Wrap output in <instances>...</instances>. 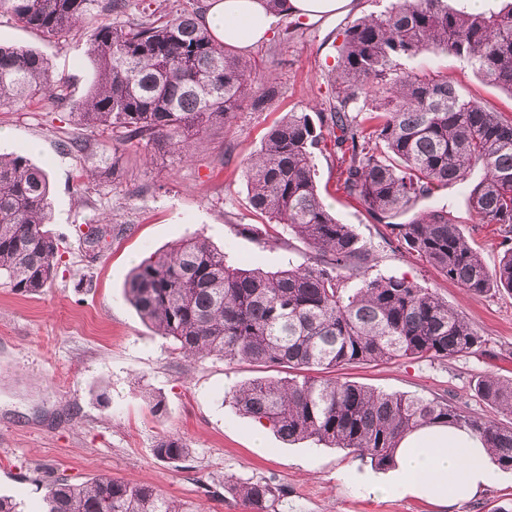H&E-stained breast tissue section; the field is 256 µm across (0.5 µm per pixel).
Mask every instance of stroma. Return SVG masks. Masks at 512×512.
<instances>
[{
  "label": "stroma",
  "mask_w": 512,
  "mask_h": 512,
  "mask_svg": "<svg viewBox=\"0 0 512 512\" xmlns=\"http://www.w3.org/2000/svg\"><path fill=\"white\" fill-rule=\"evenodd\" d=\"M387 4L352 0L349 12L331 19L277 17L267 39L247 52L257 65L252 96L273 85L276 97L259 110L244 104L229 124L204 136L189 161L153 145L115 150L107 134L76 124L73 113L95 75L87 56L92 27L57 39L0 13V45L39 51L65 80L59 99L0 104V153L27 155L48 173L50 229L61 253L53 281L37 293L19 295L0 283V493L13 496L23 512H40L51 472L75 483L108 474L149 484L185 512H246L224 483L247 479L283 488L274 512H440L412 497L355 492L347 474L371 466L347 449L288 444L269 431L264 451H257L253 422L231 396L272 369L184 358L124 296L136 265L192 236L248 268L270 270L311 256L302 239L276 235L249 211L244 164L286 113L328 109L345 28ZM400 65L446 72L463 94L512 115V95L483 82L458 57L433 51ZM77 136L87 142L85 153L66 147ZM102 156L112 171L98 168ZM314 163L324 202L374 252L370 276L403 275L433 289L486 339L473 354L347 365L337 377L385 392L445 397L470 415H490L473 383L486 374L512 377V295L470 294L417 254L391 245L388 229L341 189L335 158L319 153ZM441 201L477 241L486 265H497V225L477 223L461 187L448 188ZM91 224L112 228L108 246L93 256L83 242ZM166 433L188 445L185 461L155 456Z\"/></svg>",
  "instance_id": "35a3bbf8"
}]
</instances>
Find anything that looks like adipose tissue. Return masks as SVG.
<instances>
[{"label": "adipose tissue", "mask_w": 512, "mask_h": 512, "mask_svg": "<svg viewBox=\"0 0 512 512\" xmlns=\"http://www.w3.org/2000/svg\"><path fill=\"white\" fill-rule=\"evenodd\" d=\"M204 21L224 45L245 49L266 38L275 16L263 0H208ZM360 482L370 491L423 499L449 512L496 485L498 472L481 440L469 430L435 424L415 429L400 441L386 479L364 476Z\"/></svg>", "instance_id": "obj_1"}]
</instances>
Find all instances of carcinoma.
Instances as JSON below:
<instances>
[{"mask_svg": "<svg viewBox=\"0 0 512 512\" xmlns=\"http://www.w3.org/2000/svg\"><path fill=\"white\" fill-rule=\"evenodd\" d=\"M131 0H0L25 27L50 37L97 22L88 54L95 78L76 121L111 145L145 142L192 157L208 130L249 98L251 61L221 44L200 21L203 5L159 0L123 22ZM464 59L488 84L512 92V0L464 13L445 0H390L344 31L329 111L290 112L266 133L244 166L249 208L313 249L310 260L275 270L227 262L202 237L152 253L125 287L127 301L187 357L242 360L292 372L257 378L232 393L235 408L287 442L311 440L357 453L378 469L393 464L400 440L427 424L478 435L494 463L512 470V379L485 375L474 390L494 412L475 417L444 397L376 391L336 377L345 365L396 359H452L485 345L473 325L436 292L404 276H368L373 261L349 224L318 192L313 158L332 151L343 191L417 253L475 295L512 294V117L463 96L445 74L397 72L398 61L430 51ZM61 87L48 59L0 46V102L22 105ZM379 111L351 112L361 95ZM451 185L467 193L480 224L503 237L494 268L445 204L396 218ZM47 173L23 154L0 156V280L20 294L46 287L59 264L47 229ZM168 462L190 455L174 434L156 441ZM248 512H268L283 489L267 481L224 482ZM42 512H184L155 487L99 475L86 483L47 482Z\"/></svg>", "mask_w": 512, "mask_h": 512, "instance_id": "obj_1", "label": "carcinoma"}]
</instances>
